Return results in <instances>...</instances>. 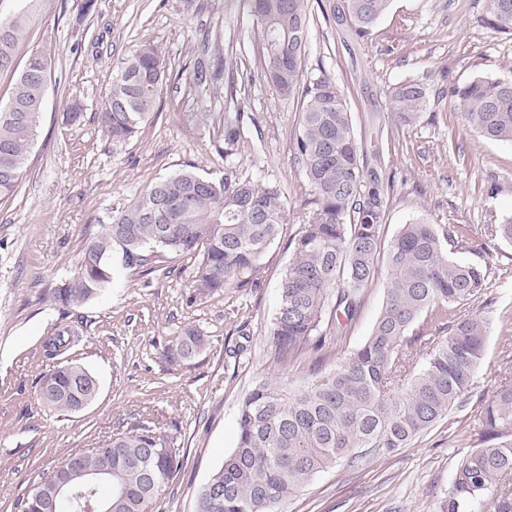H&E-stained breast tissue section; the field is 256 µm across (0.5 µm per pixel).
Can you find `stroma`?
<instances>
[{
  "label": "stroma",
  "instance_id": "stroma-1",
  "mask_svg": "<svg viewBox=\"0 0 512 512\" xmlns=\"http://www.w3.org/2000/svg\"><path fill=\"white\" fill-rule=\"evenodd\" d=\"M82 3L40 0L18 50L44 51L51 79L20 187L0 206V512H18L17 499L34 482L71 452L103 446L137 412L175 422L176 445L185 452L155 512H194L199 487L235 446L243 396L264 380L297 385L317 366L335 367L338 353L369 336L384 291L366 288L338 348L276 355L267 330L310 188L294 158L299 103L279 98L263 79L249 0H97L87 15ZM486 7L487 0H392L362 39L348 24L325 22L314 5L305 59L306 71L324 68L346 94L366 151L364 185L385 196L384 239L422 218L465 225L474 242H487L482 254L453 253L455 261L489 265L500 277L486 294L492 326L474 375L478 396L512 376V345L505 342L512 336V245L485 235L487 225L512 214V142L467 129L451 95L465 81L512 74V35L484 23ZM144 43L160 48L169 77L140 137L116 143L98 114L113 74ZM200 66L215 87L203 96L189 87ZM408 79L426 84L431 104L403 126L394 119L391 92ZM230 92L245 131L234 162L243 176L279 183L288 202V222L261 261L258 284L190 306L193 259L160 253L156 261L168 276L120 268L84 306H53L51 288L113 209L180 170L223 178ZM76 99L83 118L65 125L63 114ZM59 323L79 333L66 357L85 366L100 388L93 405L67 415L38 398L39 378L54 364L44 343ZM188 325L208 334L211 346L194 366L168 370L163 347ZM471 413L453 410L397 454L320 473L282 512H442L463 453L448 426Z\"/></svg>",
  "mask_w": 512,
  "mask_h": 512
}]
</instances>
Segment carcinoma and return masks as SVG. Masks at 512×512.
<instances>
[{"instance_id":"cac0c4a2","label":"carcinoma","mask_w":512,"mask_h":512,"mask_svg":"<svg viewBox=\"0 0 512 512\" xmlns=\"http://www.w3.org/2000/svg\"><path fill=\"white\" fill-rule=\"evenodd\" d=\"M22 12L0 19V75L14 80L0 106V204L18 190L34 145L43 107L41 88L49 60L35 50L24 62L17 50L36 16L39 0H23ZM325 21L349 23L368 36L391 0H343ZM258 21L264 77L284 100L301 98L294 157L311 190L310 212L291 239L293 255L279 281V303L268 335L280 354L319 351L342 339L364 289L382 279L384 304L370 335L338 357L336 367L315 370L302 386L261 381L240 402L237 441L197 493L196 512H281L288 498L321 472L340 463L388 456L410 446L456 407L473 397L471 386L487 346L489 318L467 310L492 287L490 268L459 263L452 250L469 240L458 224H405L382 249L385 215L380 193L364 187L365 151L354 129L344 90L325 70L307 73L309 0H250ZM484 23L512 34V0H488ZM168 76L162 51L144 44L130 51L112 76L99 118L114 142L140 136ZM503 78H476L453 88L465 124L483 137L512 142V90ZM397 121L415 122L428 105L422 83L407 80L392 91ZM238 124L224 126V178L181 171L156 182L128 205L112 211L82 251L71 274L51 292L52 304L73 309L98 296L114 275V256L124 267L162 270L154 253L190 256L196 264L186 302L194 304L226 288L257 285V272L286 221L281 187L240 175L232 161L243 138ZM488 234L512 243V216ZM448 331L443 336L441 332ZM430 335H424V332ZM69 325H56L45 343L60 355L74 342ZM210 336L184 328L161 352L171 368L191 364ZM96 378L81 364L63 360L40 377L39 399L50 410L78 413L98 397ZM130 430L96 455L75 451L17 502L20 512H48L58 482L71 485L78 512L103 500L112 512H154L180 474L183 451L156 421L131 415ZM469 451L456 462L446 512H512V377L480 396L474 418L456 428ZM165 443L169 451L150 457ZM86 470L104 483L91 487Z\"/></svg>"}]
</instances>
